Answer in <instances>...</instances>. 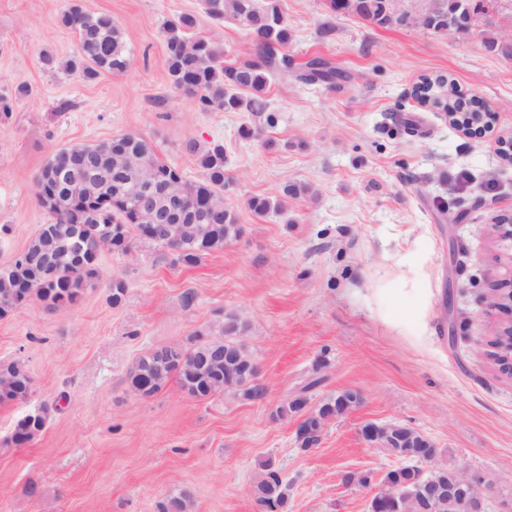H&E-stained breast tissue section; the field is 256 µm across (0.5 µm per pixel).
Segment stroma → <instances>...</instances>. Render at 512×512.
Listing matches in <instances>:
<instances>
[{
	"label": "stroma",
	"mask_w": 512,
	"mask_h": 512,
	"mask_svg": "<svg viewBox=\"0 0 512 512\" xmlns=\"http://www.w3.org/2000/svg\"><path fill=\"white\" fill-rule=\"evenodd\" d=\"M280 3L294 67L318 55L352 79L330 88L271 71L269 127L172 88L166 20L193 15L194 35L217 41L225 63L251 51L246 31L211 19L202 0H81L118 22L130 58L126 72L91 82L65 68L77 51L59 21L69 0H0V100L10 106L0 113V268L51 221L33 185L53 153L124 133L191 181L204 177L198 153L222 144L233 178L224 197L244 228L191 267L132 237L127 253L102 252L74 305L32 300L0 318V364L21 362L32 378L26 401L0 402V512H157L176 489L190 512H260L250 488L269 458L288 483V512H370L369 490L349 475L377 481L404 461L362 440L368 422L414 428L442 461L485 478L486 512L512 503V375L488 356L490 327L508 316L487 305L512 276V242L492 236L496 217L512 216V164L496 154L512 136V59L488 53L478 28L457 39L332 15L325 0ZM434 73L481 99L490 132L465 136L442 111L414 105V85ZM245 125L260 135L241 137ZM287 182L315 199L289 201L283 215L249 209ZM116 278L127 284L117 305ZM228 312L248 324L264 400H200L174 378L149 398L131 391L140 355L189 345ZM322 356L313 400L353 389L363 401L304 450L296 419L272 414ZM41 407L46 427L15 447L14 422Z\"/></svg>",
	"instance_id": "35a3bbf8"
}]
</instances>
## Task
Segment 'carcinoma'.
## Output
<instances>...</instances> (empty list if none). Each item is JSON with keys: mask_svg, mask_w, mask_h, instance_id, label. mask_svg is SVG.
Wrapping results in <instances>:
<instances>
[{"mask_svg": "<svg viewBox=\"0 0 512 512\" xmlns=\"http://www.w3.org/2000/svg\"><path fill=\"white\" fill-rule=\"evenodd\" d=\"M393 0H327L330 12L337 15H350L375 26L405 25L391 17L390 5ZM496 0H437L434 8L424 12L417 19V26L434 33L445 34L450 28L467 31L472 13L493 9ZM206 13L215 20H234L242 27L254 46L251 57L233 65L222 61V53L216 42L207 38H191L187 31L194 27L190 15H181L169 20L164 26L168 73L172 87L197 99L205 111H239L265 113L266 103L262 98L268 73L277 69L289 71L292 61L285 52L290 40L288 21L282 11L280 0H204ZM63 26L73 29L77 35L78 50L69 62L68 70L80 71L83 79L93 81L103 73L119 74L128 66V54L122 31L106 13L90 14L81 5L73 3L61 15ZM487 37L485 48L496 55L512 57V34L496 29L493 21L485 24ZM299 78L309 82L328 85L345 80L348 75L321 57H314L304 64ZM415 95L421 100L428 97L441 98V110L458 114L462 122L470 115L484 111L476 98H467L456 83L444 74L425 75L415 87ZM275 123V116L265 113V124ZM75 149L71 145L55 152L44 164L35 179V185L46 181L54 164H61L67 154ZM206 171V179L201 182L183 181L187 189L195 195L204 207H212L213 223L206 222L205 215L198 214V231L202 236L195 242L188 241L182 250L175 253V262L187 266L197 264L205 255L222 249L238 240L244 232L237 223L234 208L224 202V187L231 178L226 175L224 147L214 145L200 159ZM250 208L259 215L282 210V200L269 197H254ZM52 222L40 226L39 232L24 248L30 252L37 249L44 237L53 236L61 243V254L68 265L62 273L41 274L30 289V298L42 302L49 308H61L75 303L86 286L96 278L98 259L101 252L99 240L111 238L112 251L124 253L129 249L132 232L136 225L124 206L116 204L112 208L99 211L95 216L80 225L79 233L71 235V225L66 216L57 209L48 207ZM11 267L0 268V317L8 315L23 301L11 288L8 273ZM247 325L235 314L224 315L217 327L218 336L205 341L197 340L184 348L164 346L163 353L150 351L140 356L128 374L129 387L142 397H151L166 386L172 376H177L182 388L198 399H206L223 389L224 367L204 368L197 364L211 346L233 343L243 335ZM32 379L26 367L19 362L0 364V402L23 401L31 394ZM235 392L247 401H260L266 395L265 388L248 376L240 378ZM352 391L344 390L320 401L307 418L314 431H323L327 421L340 416L336 406L351 400ZM306 401L296 397L280 404L275 417L285 419L302 409ZM46 417L32 419L29 415L19 418L10 441L15 446L30 443L44 428ZM406 441L394 452L404 458L412 456V449L418 447L423 435L410 427H403ZM274 461L267 460L254 483L258 500L266 502L276 512L288 508V483L280 471L273 467ZM189 496L185 492L167 495L157 504V512H188Z\"/></svg>", "mask_w": 512, "mask_h": 512, "instance_id": "carcinoma-1", "label": "carcinoma"}]
</instances>
